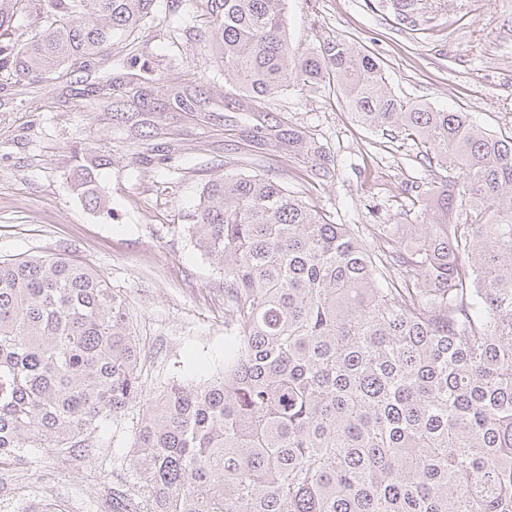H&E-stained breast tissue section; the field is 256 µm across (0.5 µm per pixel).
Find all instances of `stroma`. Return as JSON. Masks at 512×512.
<instances>
[{"label":"stroma","mask_w":512,"mask_h":512,"mask_svg":"<svg viewBox=\"0 0 512 512\" xmlns=\"http://www.w3.org/2000/svg\"><path fill=\"white\" fill-rule=\"evenodd\" d=\"M415 29L392 0H287L298 52L342 34L373 53L397 97L470 113L512 136V0H418ZM207 0H161L108 59L18 87L0 81V259L59 254L100 273L125 299L144 395L203 383L224 368V273L185 230L203 184L224 173L276 177L337 224H418L419 200L443 175L412 140L361 126L333 88L297 86L258 99L240 92L206 42ZM302 133L318 154L289 147ZM111 158L96 170L110 213L89 210L66 179L75 153ZM138 403L102 421L88 458L28 451L30 468L0 471V497L62 512H110L111 489L135 488Z\"/></svg>","instance_id":"1"}]
</instances>
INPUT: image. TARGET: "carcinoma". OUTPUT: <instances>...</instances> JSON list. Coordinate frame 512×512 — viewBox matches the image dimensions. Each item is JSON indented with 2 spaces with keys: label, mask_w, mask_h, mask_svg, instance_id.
I'll return each instance as SVG.
<instances>
[{
  "label": "carcinoma",
  "mask_w": 512,
  "mask_h": 512,
  "mask_svg": "<svg viewBox=\"0 0 512 512\" xmlns=\"http://www.w3.org/2000/svg\"><path fill=\"white\" fill-rule=\"evenodd\" d=\"M286 0H208L211 51L245 93L334 83L361 124L448 172L420 224H335L263 175L203 186L188 232L224 270V372L143 401L125 299L56 254L0 260V470L98 443L144 402L141 510L512 512V136L397 98L367 50L298 54ZM157 0H0V77L104 56ZM35 19L30 34L17 16ZM94 210L92 180L74 183Z\"/></svg>",
  "instance_id": "cac0c4a2"
}]
</instances>
